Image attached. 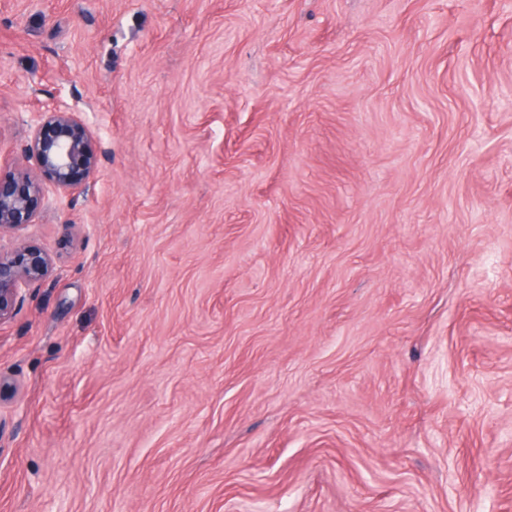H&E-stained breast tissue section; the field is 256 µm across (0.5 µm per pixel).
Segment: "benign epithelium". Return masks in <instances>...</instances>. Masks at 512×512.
Returning a JSON list of instances; mask_svg holds the SVG:
<instances>
[{"label":"benign epithelium","instance_id":"obj_1","mask_svg":"<svg viewBox=\"0 0 512 512\" xmlns=\"http://www.w3.org/2000/svg\"><path fill=\"white\" fill-rule=\"evenodd\" d=\"M34 114L32 136L17 147V154L33 166L0 181V240L33 223L45 186L72 199L80 195L105 154L99 136L69 104L57 101ZM53 272V259L42 249L19 240L0 243V322L19 309L27 289L42 287Z\"/></svg>","mask_w":512,"mask_h":512}]
</instances>
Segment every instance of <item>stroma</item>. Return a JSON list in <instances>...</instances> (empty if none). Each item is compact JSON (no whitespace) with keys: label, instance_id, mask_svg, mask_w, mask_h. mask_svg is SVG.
<instances>
[{"label":"stroma","instance_id":"1","mask_svg":"<svg viewBox=\"0 0 512 512\" xmlns=\"http://www.w3.org/2000/svg\"><path fill=\"white\" fill-rule=\"evenodd\" d=\"M39 100L0 512H512V0H0ZM31 112L33 134L16 150L33 166L0 181V322L19 309L27 289L42 287L55 269L52 257L39 247L19 240L5 246L3 237L33 224L46 185L71 199L80 195L105 154L99 136L69 104L57 101Z\"/></svg>","mask_w":512,"mask_h":512}]
</instances>
